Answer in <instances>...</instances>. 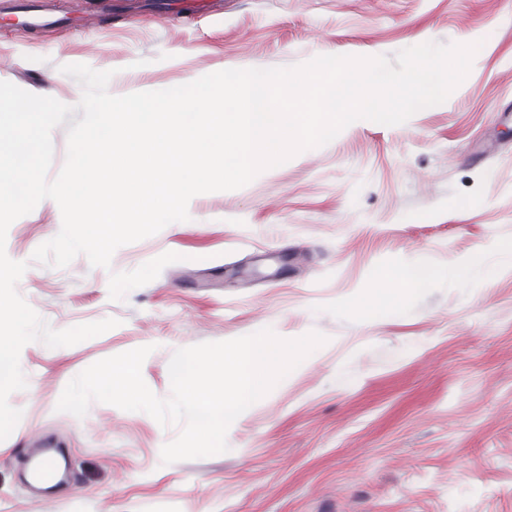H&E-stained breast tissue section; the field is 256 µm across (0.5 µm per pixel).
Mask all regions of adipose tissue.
I'll list each match as a JSON object with an SVG mask.
<instances>
[{
    "label": "adipose tissue",
    "mask_w": 512,
    "mask_h": 512,
    "mask_svg": "<svg viewBox=\"0 0 512 512\" xmlns=\"http://www.w3.org/2000/svg\"><path fill=\"white\" fill-rule=\"evenodd\" d=\"M436 276L435 270L410 265L387 270L383 275L384 286L356 302L353 309L362 316L387 313L396 308L406 292L429 287Z\"/></svg>",
    "instance_id": "adipose-tissue-1"
}]
</instances>
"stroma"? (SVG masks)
<instances>
[{
	"mask_svg": "<svg viewBox=\"0 0 512 512\" xmlns=\"http://www.w3.org/2000/svg\"><path fill=\"white\" fill-rule=\"evenodd\" d=\"M41 0L51 24H0V81L77 104L63 66L112 71L114 95L229 68L323 55L394 56L478 44L448 99L385 126L358 120L233 191L193 197L188 221L116 250L32 262L61 229L42 200L9 228L17 285L53 329L116 327L20 353L22 412L0 441V512H512V0ZM480 256L468 279L454 267ZM437 271L384 315L350 303L402 263ZM269 328L324 345L229 427L227 452L165 464L179 426L91 403L57 411L68 382L142 346L169 397L176 349ZM52 443L75 484L36 496L24 448Z\"/></svg>",
	"mask_w": 512,
	"mask_h": 512,
	"instance_id": "35a3bbf8",
	"label": "stroma"
}]
</instances>
